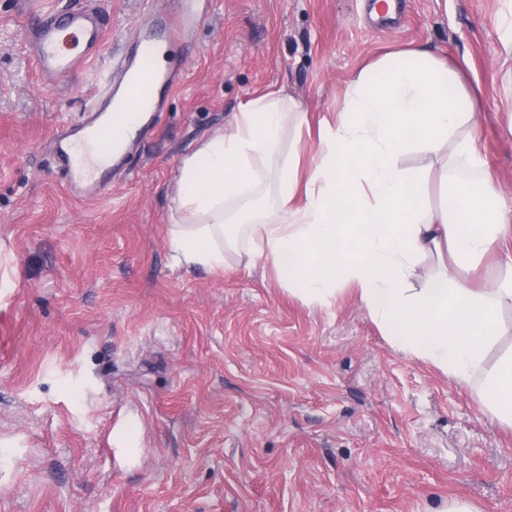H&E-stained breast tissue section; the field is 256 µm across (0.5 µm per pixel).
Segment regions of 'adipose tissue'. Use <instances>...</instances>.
Wrapping results in <instances>:
<instances>
[{
  "label": "adipose tissue",
  "instance_id": "1",
  "mask_svg": "<svg viewBox=\"0 0 512 512\" xmlns=\"http://www.w3.org/2000/svg\"><path fill=\"white\" fill-rule=\"evenodd\" d=\"M282 100L264 95L241 106L232 132L217 131L177 166L166 246L177 266L224 268V226H253V248L287 285L325 302L352 283L369 316L396 346L433 364L450 383L482 377L484 413L512 427V352L488 363L512 303V263L489 287L471 276L492 250L512 260V220L496 208L490 174L453 178L481 167L473 130L479 114L447 61L409 45L352 75L335 123L320 132V157L306 185L289 157L279 200L255 217L252 190L279 166ZM419 151L450 176L439 207L425 199V173L403 167ZM240 207L224 211L226 198ZM447 264L413 287L419 263Z\"/></svg>",
  "mask_w": 512,
  "mask_h": 512
}]
</instances>
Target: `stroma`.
Masks as SVG:
<instances>
[{
	"mask_svg": "<svg viewBox=\"0 0 512 512\" xmlns=\"http://www.w3.org/2000/svg\"><path fill=\"white\" fill-rule=\"evenodd\" d=\"M60 0H0V512H512V429L478 384L394 346L346 285L288 290L235 226L224 271L172 266L183 154L240 106L292 97L284 154L308 175L346 81L405 45L447 60L483 103L475 149L512 210V0H191L187 75L112 187L70 194L41 143L90 81L36 74L23 28ZM111 16L116 68L146 0Z\"/></svg>",
	"mask_w": 512,
	"mask_h": 512,
	"instance_id": "35a3bbf8",
	"label": "stroma"
}]
</instances>
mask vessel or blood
<instances>
[{
    "instance_id": "obj_1",
    "label": "vessel or blood",
    "mask_w": 512,
    "mask_h": 512,
    "mask_svg": "<svg viewBox=\"0 0 512 512\" xmlns=\"http://www.w3.org/2000/svg\"><path fill=\"white\" fill-rule=\"evenodd\" d=\"M161 11L149 7L138 27L133 52L124 56L120 77L101 72L95 77L88 102L78 119L58 125L49 141L54 163L67 179L71 193L93 188L120 170V146L132 131H145V115H158L163 108L160 92L178 85L185 70L180 66L157 67L160 48L183 41L192 21L186 0H168ZM108 28V17L97 7H79L67 12L42 11L35 24L25 27V45L38 73L61 83L81 78L100 56ZM78 34L84 48L70 53L64 46L65 32ZM144 105L143 113L126 109L129 99Z\"/></svg>"
}]
</instances>
